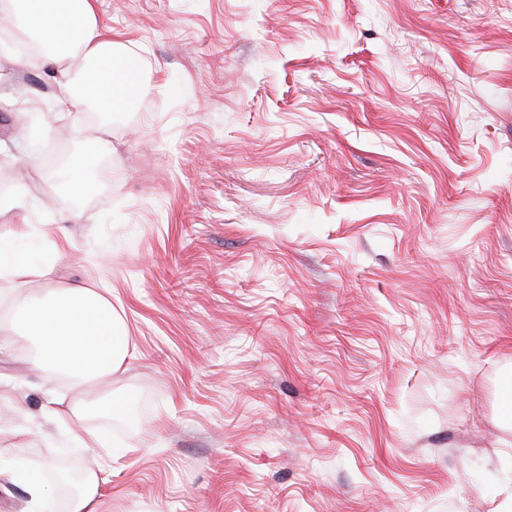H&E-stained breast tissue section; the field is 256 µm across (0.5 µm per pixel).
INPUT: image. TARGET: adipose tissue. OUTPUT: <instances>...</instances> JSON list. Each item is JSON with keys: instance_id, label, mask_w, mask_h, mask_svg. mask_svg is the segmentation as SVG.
<instances>
[{"instance_id": "obj_1", "label": "adipose tissue", "mask_w": 512, "mask_h": 512, "mask_svg": "<svg viewBox=\"0 0 512 512\" xmlns=\"http://www.w3.org/2000/svg\"><path fill=\"white\" fill-rule=\"evenodd\" d=\"M0 14L13 18L23 35L41 44V52L28 55L23 63L51 72L64 91L57 100L59 109H70L81 100L109 115L128 111L134 97L145 95L140 60L130 47L113 40L98 0H0ZM42 274L48 284L39 297L20 290L10 298L0 334L35 342L38 365L53 368L70 381L75 400L51 397L44 416L61 426L73 425L88 386L111 380L125 368L128 338L107 294L52 281L49 265ZM6 438L0 431V485L25 484L30 512H41L49 501L47 492L33 473L12 464L10 449L3 446Z\"/></svg>"}]
</instances>
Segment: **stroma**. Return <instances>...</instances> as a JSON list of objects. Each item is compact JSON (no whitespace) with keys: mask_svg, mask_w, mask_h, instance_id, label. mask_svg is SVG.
<instances>
[{"mask_svg":"<svg viewBox=\"0 0 512 512\" xmlns=\"http://www.w3.org/2000/svg\"><path fill=\"white\" fill-rule=\"evenodd\" d=\"M152 91L93 127L0 42L21 280L108 289L134 356L100 512H512V0H98ZM0 429L66 512L60 376L0 335ZM94 189L93 173L87 170L83 159H76L73 162V178L70 183V190L77 194H84Z\"/></svg>","mask_w":512,"mask_h":512,"instance_id":"1","label":"stroma"}]
</instances>
